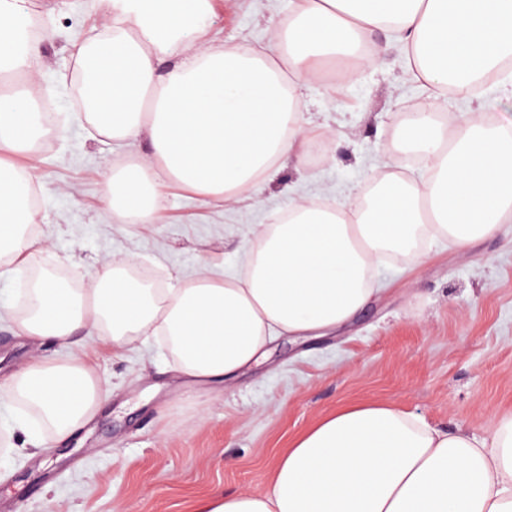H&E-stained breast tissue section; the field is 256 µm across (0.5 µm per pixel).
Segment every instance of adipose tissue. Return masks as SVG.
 <instances>
[{
	"mask_svg": "<svg viewBox=\"0 0 512 512\" xmlns=\"http://www.w3.org/2000/svg\"><path fill=\"white\" fill-rule=\"evenodd\" d=\"M108 24L76 49L85 106L77 118L102 139H147V158L104 184L113 223L150 221L163 205L159 176L231 202L308 139L304 89L324 65H368L365 36L383 27L410 66L438 89L470 98L475 83L512 58V0H300L278 38L279 56L202 43L211 0H98ZM27 0H0V151L30 155L50 130L36 103L39 41ZM172 65H165L168 56ZM287 67H280V60ZM475 106L450 124L432 105L405 120L400 142L432 176L413 185L387 175L351 218L316 199L257 236L242 277L200 276L175 289L98 270L89 288L46 273L34 304L16 315L21 336L52 340L65 357L33 358L0 381V406H25L37 427L65 440L106 399L85 361L88 340L120 350L164 333L185 376L222 380L257 363L278 336L349 321L373 291L382 253L419 238L461 247L512 223V137ZM27 169L0 164V278L36 247L38 216ZM198 512H512V418L492 442L429 427L384 403L338 409L298 437L270 490H242Z\"/></svg>",
	"mask_w": 512,
	"mask_h": 512,
	"instance_id": "adipose-tissue-1",
	"label": "adipose tissue"
}]
</instances>
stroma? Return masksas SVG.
I'll use <instances>...</instances> for the list:
<instances>
[{
    "mask_svg": "<svg viewBox=\"0 0 512 512\" xmlns=\"http://www.w3.org/2000/svg\"><path fill=\"white\" fill-rule=\"evenodd\" d=\"M44 34L40 91L54 106L53 134L30 170L39 190L37 248L23 270L53 272L90 286L95 267L130 262L156 288L201 274L241 272L258 228L301 198L351 214L377 183L398 173L418 184L422 161L399 166L401 117L413 102L458 113L465 100L438 98L408 69L401 45L374 30L375 64L355 70L340 93L311 85L305 109L317 126L301 159L284 161L239 202L224 204L167 178L164 207L148 224H116L104 181L113 166L149 154L141 139L104 143L74 117L69 77L76 47L106 22L97 0H29ZM296 0H213L207 39L266 51ZM378 290L347 323L320 336H282L266 359L221 382L197 384L157 336L116 351L95 341L88 359L106 401L70 438L42 453L0 417V512H197L205 499L268 489L293 441L336 409L388 403L430 426L492 438L512 417V223L461 248L451 239L391 254L374 274ZM22 279L0 280V379L33 356L63 358L58 345H32L11 318Z\"/></svg>",
    "mask_w": 512,
    "mask_h": 512,
    "instance_id": "1",
    "label": "stroma"
}]
</instances>
